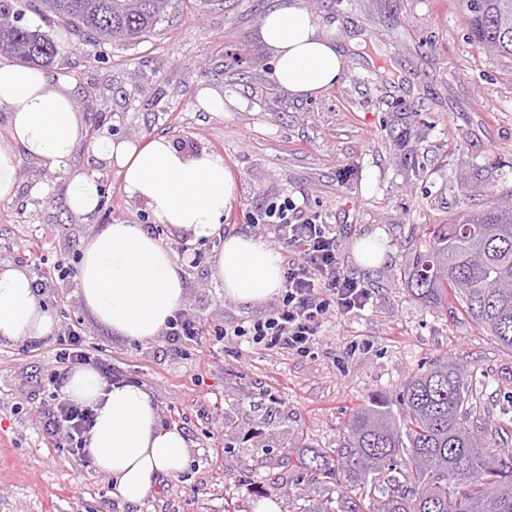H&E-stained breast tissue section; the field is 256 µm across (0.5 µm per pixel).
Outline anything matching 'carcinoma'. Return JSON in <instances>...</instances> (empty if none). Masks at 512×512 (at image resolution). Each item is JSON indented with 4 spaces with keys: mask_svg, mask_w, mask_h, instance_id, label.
Listing matches in <instances>:
<instances>
[{
    "mask_svg": "<svg viewBox=\"0 0 512 512\" xmlns=\"http://www.w3.org/2000/svg\"><path fill=\"white\" fill-rule=\"evenodd\" d=\"M97 45L126 43L168 16L172 0H0V53L49 65L59 55L48 35L21 24V4ZM472 41L490 56L512 57V0H463ZM433 246L404 270L416 299L438 304L451 290L475 325L512 353V195L432 232ZM470 373L441 358L403 386V411L374 398L347 425L345 446L297 457L300 470L345 480L340 512H512V431L473 426Z\"/></svg>",
    "mask_w": 512,
    "mask_h": 512,
    "instance_id": "1",
    "label": "carcinoma"
}]
</instances>
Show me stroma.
<instances>
[{"mask_svg": "<svg viewBox=\"0 0 512 512\" xmlns=\"http://www.w3.org/2000/svg\"><path fill=\"white\" fill-rule=\"evenodd\" d=\"M272 3L174 0L154 31L101 48L26 12L25 24L44 28L59 48L48 70L70 79L86 125L72 165L98 175L103 197L96 214L75 216L62 175L18 154L19 193L0 201V262L28 268L57 325L82 324L92 355L150 391L160 425L187 435L189 464L179 478L159 479L141 503L113 498L94 465L41 437L34 408L58 366L51 343L2 345L0 512H255L263 493L280 512L337 501L339 485L302 475L296 457L341 447L364 401L382 397L401 411L404 383L443 356L472 372L477 418L512 419L503 374L512 355L454 300L421 302L399 280L430 246L434 227L512 190V57H487L470 40L461 0H313L310 11L347 44L344 68L336 85L297 99L278 86L255 38ZM203 86L223 91L224 112L197 111ZM396 130L406 141L393 140ZM161 135L222 156L236 188L221 237L195 242L154 224V238L169 249L192 242L204 255L194 266L180 261L187 308L216 329L259 314L225 298L215 276L221 238H269V228L250 221L286 195L335 225L340 259L373 289V305L333 316L305 356L216 335L177 354L162 338L139 343L99 324L77 277L55 278V265L78 266L103 225L153 222L92 147L108 136ZM38 182L48 191L34 199L29 189ZM378 229L386 260L367 269L355 248ZM30 241L36 252L27 251Z\"/></svg>", "mask_w": 512, "mask_h": 512, "instance_id": "stroma-1", "label": "stroma"}]
</instances>
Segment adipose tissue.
<instances>
[{
  "label": "adipose tissue",
  "instance_id": "1",
  "mask_svg": "<svg viewBox=\"0 0 512 512\" xmlns=\"http://www.w3.org/2000/svg\"><path fill=\"white\" fill-rule=\"evenodd\" d=\"M274 77L289 95L301 97L337 84L345 53L335 31L320 26L302 0H275L257 29ZM0 108L10 141L0 143V201L18 194V153L42 161L67 182L66 203L77 216L94 213L101 187L71 160L86 135L70 81L0 58ZM97 161L117 168L126 192L145 204L155 221L196 239L223 237L216 274L226 298L256 306L283 287L277 249L252 235L223 236L221 220L234 198L223 157L189 149L165 136L150 140H99ZM84 306L101 325L135 341L159 336L185 301L182 269L173 252L138 224H109L85 243L79 270ZM55 322L25 269L0 264V345L52 335ZM66 399L93 407L87 448L97 472L112 484L114 498L137 504L157 476L178 477L188 461V440L178 428L158 424L150 392L136 383L108 385L92 367L71 371Z\"/></svg>",
  "mask_w": 512,
  "mask_h": 512
}]
</instances>
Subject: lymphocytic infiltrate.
Masks as SVG:
<instances>
[{
	"label": "lymphocytic infiltrate",
	"instance_id": "f902f5d3",
	"mask_svg": "<svg viewBox=\"0 0 512 512\" xmlns=\"http://www.w3.org/2000/svg\"><path fill=\"white\" fill-rule=\"evenodd\" d=\"M261 221L274 232L285 264L284 288L277 303L248 324L225 327L224 336L246 338L267 350L309 353L322 338L325 321L335 314L355 315L374 302L373 291L364 281L348 274L340 263L335 225L321 215L307 212L292 198L271 203ZM209 329L205 320L187 309H177L163 333L168 349L180 351L202 344ZM58 351L60 368L52 370L48 382L54 388L50 402L35 408L42 435L53 447L69 449L89 459L87 434L94 413L61 397L59 388L70 366L90 365L102 370L108 383L124 382V374L91 356L82 328L68 324L51 338Z\"/></svg>",
	"mask_w": 512,
	"mask_h": 512
}]
</instances>
